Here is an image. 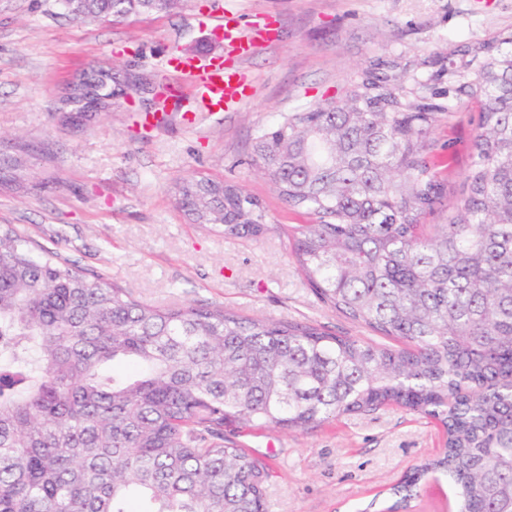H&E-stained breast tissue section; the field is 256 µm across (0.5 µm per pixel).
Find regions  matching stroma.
<instances>
[{
    "label": "stroma",
    "mask_w": 512,
    "mask_h": 512,
    "mask_svg": "<svg viewBox=\"0 0 512 512\" xmlns=\"http://www.w3.org/2000/svg\"><path fill=\"white\" fill-rule=\"evenodd\" d=\"M226 15L272 34L231 55L249 87L237 109L185 127L191 88L162 63L230 55L213 34ZM510 29L512 0H184L120 21L73 19L61 0H0V225L151 304H216L376 342L311 293L288 228L312 217L256 172L254 140L282 116L339 96L371 62L407 64L411 85L447 64L452 45ZM101 72L113 78V98L70 119L67 97ZM477 123L471 104L439 115L430 161L448 195L425 223H445L463 197ZM200 172L244 186L266 232L227 239L190 223L174 186ZM232 439L266 456L269 512H347L438 453L445 433L435 419L386 407L309 430L243 428Z\"/></svg>",
    "instance_id": "obj_1"
}]
</instances>
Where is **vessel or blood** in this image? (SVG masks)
Segmentation results:
<instances>
[{
	"label": "vessel or blood",
	"mask_w": 512,
	"mask_h": 512,
	"mask_svg": "<svg viewBox=\"0 0 512 512\" xmlns=\"http://www.w3.org/2000/svg\"><path fill=\"white\" fill-rule=\"evenodd\" d=\"M166 66L192 77V93L199 111L212 115L229 112L247 95L240 71L226 65L222 57L173 56L167 59Z\"/></svg>",
	"instance_id": "b4317fda"
}]
</instances>
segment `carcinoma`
Wrapping results in <instances>:
<instances>
[{"instance_id": "carcinoma-1", "label": "carcinoma", "mask_w": 512, "mask_h": 512, "mask_svg": "<svg viewBox=\"0 0 512 512\" xmlns=\"http://www.w3.org/2000/svg\"><path fill=\"white\" fill-rule=\"evenodd\" d=\"M184 0H63L76 19L167 13ZM397 63L292 112L252 160L295 210L296 262L325 304L397 346L323 326L160 306L0 226V512H268L265 462L224 428L305 430L397 404L440 421L446 448L389 488L410 512L439 473L457 512H512V30L448 50L417 87ZM100 75L73 93L84 109ZM448 104H443V99ZM475 103L465 194L448 223L427 157L445 106ZM189 220L265 229L258 201L206 175L176 184ZM128 362L131 372L104 368Z\"/></svg>"}]
</instances>
